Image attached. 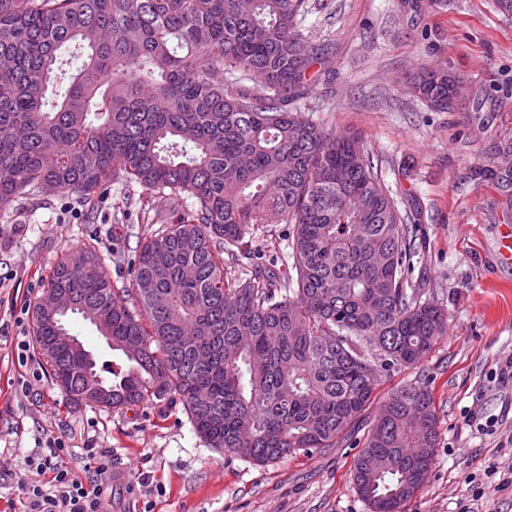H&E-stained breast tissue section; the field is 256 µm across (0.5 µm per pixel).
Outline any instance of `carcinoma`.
Returning <instances> with one entry per match:
<instances>
[{"label":"carcinoma","instance_id":"1","mask_svg":"<svg viewBox=\"0 0 512 512\" xmlns=\"http://www.w3.org/2000/svg\"><path fill=\"white\" fill-rule=\"evenodd\" d=\"M307 2L0 0V209L53 185L92 211L116 174L193 199L145 239L132 287L91 249L53 269L47 287L99 312L126 359L92 365L109 397L84 399L86 353L35 311L55 385L74 405L174 399L212 447L258 465L334 448L364 422L356 490L370 512H404L433 455L403 450L436 447L434 398L404 384L368 412L377 381L422 362L448 313L409 280L416 228L360 139L299 109L330 54L299 26ZM456 84L424 68L405 88L448 112ZM472 177L512 211V165ZM268 224L288 225L289 261L248 248Z\"/></svg>","mask_w":512,"mask_h":512}]
</instances>
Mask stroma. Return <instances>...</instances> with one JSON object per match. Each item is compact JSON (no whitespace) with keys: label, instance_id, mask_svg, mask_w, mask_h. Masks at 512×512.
<instances>
[{"label":"stroma","instance_id":"1","mask_svg":"<svg viewBox=\"0 0 512 512\" xmlns=\"http://www.w3.org/2000/svg\"><path fill=\"white\" fill-rule=\"evenodd\" d=\"M300 27L331 47L324 78L301 105L305 116L361 136L416 228L411 278L448 312L435 349L376 388L382 400L425 381L435 398L434 464L405 512H512V386L492 377L512 358V261L499 254L512 214L491 185L470 177L492 164V142L512 139V15L492 0H308ZM423 66L461 78L454 110L405 94L406 75ZM124 199L123 215L113 205ZM190 205L147 196L116 175L92 211L72 190H43L0 210V512L19 506L21 482L39 479L34 460L58 447L83 480L87 449L106 450L107 512H369L349 442L258 466L212 448L175 401L66 408L32 336L46 276L95 248L115 287L129 285L153 230L148 215L167 223ZM478 417L495 419L496 432L477 431Z\"/></svg>","mask_w":512,"mask_h":512}]
</instances>
